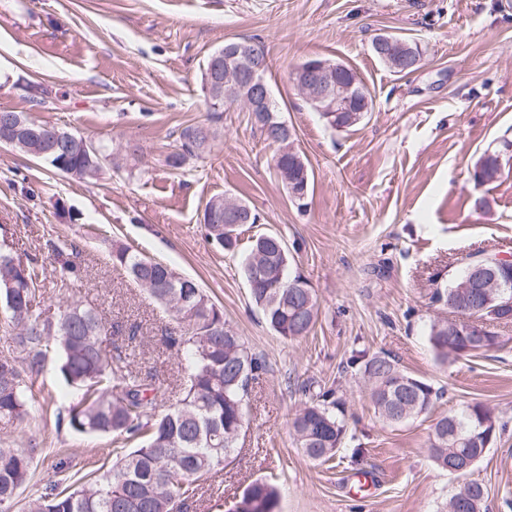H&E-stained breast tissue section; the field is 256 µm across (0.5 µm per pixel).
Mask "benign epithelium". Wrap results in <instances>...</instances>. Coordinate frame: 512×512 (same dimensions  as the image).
<instances>
[{
  "label": "benign epithelium",
  "mask_w": 512,
  "mask_h": 512,
  "mask_svg": "<svg viewBox=\"0 0 512 512\" xmlns=\"http://www.w3.org/2000/svg\"><path fill=\"white\" fill-rule=\"evenodd\" d=\"M373 54L394 69L404 72L420 65L415 47L376 34L371 41ZM267 61L263 48L252 40L230 42L215 51L207 62L209 95L230 106L244 105L258 125L272 111V99L265 79ZM344 65L326 59L310 58L295 72L306 101L319 112L348 111L346 98L352 86L339 79ZM35 121L12 113L0 118V142L14 143Z\"/></svg>",
  "instance_id": "1"
}]
</instances>
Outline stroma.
<instances>
[{
	"instance_id": "35a3bbf8",
	"label": "stroma",
	"mask_w": 512,
	"mask_h": 512,
	"mask_svg": "<svg viewBox=\"0 0 512 512\" xmlns=\"http://www.w3.org/2000/svg\"><path fill=\"white\" fill-rule=\"evenodd\" d=\"M379 32L418 42L420 67L397 74L379 62L370 47ZM237 38L265 50L278 116L313 173L304 203L276 177L275 147L248 112L228 107L217 120L205 102L203 64ZM312 57L362 80L373 109L359 124L331 129L300 95L292 73ZM29 84L47 90L42 107ZM0 110L112 149L96 176L79 179L0 147V246L50 267L47 241H64L85 260L71 288L48 289V306L68 298L97 308L122 348L137 329L139 369L177 386L161 342L169 318L112 264L125 246L196 280L267 365L237 457L187 512H231L260 479L279 485L278 512H444L460 480L432 463L431 427L474 402L507 427L469 477L486 487L488 512H512V323L496 328L502 347L454 362L437 361L428 339L431 323L450 316L433 294L462 256H512V0H0ZM190 124L215 130L211 150L172 169L166 157ZM129 141L138 157L126 154ZM488 151L501 153L502 172L479 186L471 173ZM225 194L260 215L232 255L201 222L209 199ZM260 233L283 238L291 273L315 292L307 336L282 339L251 300L241 258ZM358 351L389 354L430 385L429 413L383 421L368 380L345 368ZM323 387L342 401L346 434L335 459L317 463L297 448L292 421ZM71 397L49 355L30 417L10 436L39 456L22 500L43 494L57 458L83 473L112 452L110 437L57 430Z\"/></svg>"
}]
</instances>
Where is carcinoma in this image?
<instances>
[{
	"label": "carcinoma",
	"instance_id": "carcinoma-1",
	"mask_svg": "<svg viewBox=\"0 0 512 512\" xmlns=\"http://www.w3.org/2000/svg\"><path fill=\"white\" fill-rule=\"evenodd\" d=\"M351 108L372 111V99L356 82ZM333 129L358 122L351 112H323ZM213 137L210 128L182 129L176 149L193 157ZM13 147L41 160L55 171L60 165L78 178L92 177L81 143L69 142L65 152L44 153V141L21 137ZM274 170L290 191L310 188L311 173L301 154L287 142L274 158ZM501 164L495 155L483 156L473 173L476 183L498 178ZM202 220L212 241L225 251L237 248L238 228L224 223V197L211 198ZM58 288L80 279L84 269L76 250L50 245ZM112 264L124 269L172 316L176 326L163 336L166 350L176 354L183 372L180 399L166 412L168 387L133 366L127 357L103 346L109 333L99 313L77 301H65L57 311L45 305L46 268L35 255L23 258L0 251V312L13 342L26 351L19 366L8 354L0 356V424L19 425L30 413L33 380L42 371L49 351H57L64 381L77 390L65 412L57 415L60 429L82 434L112 435L115 459L77 478L59 461V479L24 512H182L207 475L224 468L235 451L245 425L249 389L266 374L265 363L224 320V310L192 279L169 266L119 247ZM290 254L283 239L260 234L242 262L250 295L265 322L280 337L307 335L316 321V299L308 281L289 274ZM498 294L479 285L478 275L463 265L434 293L437 302L468 310L459 321L430 326L429 343L437 359L475 356L501 346L492 331L497 322L512 321V307L500 306ZM347 367L358 368L371 382V401L381 418L400 424L427 413L433 405L431 386L402 372L389 355L351 356ZM336 389L323 388L296 414L294 438L312 460H332L345 434L336 414ZM505 424L481 402L450 411L433 424L429 457L441 471L454 465L475 467L494 444ZM34 449L0 446V512H13L20 491L32 479ZM280 492L272 483L256 481L236 503L235 512H277ZM487 489L465 482L449 499L453 512H486Z\"/></svg>",
	"mask_w": 512,
	"mask_h": 512
}]
</instances>
